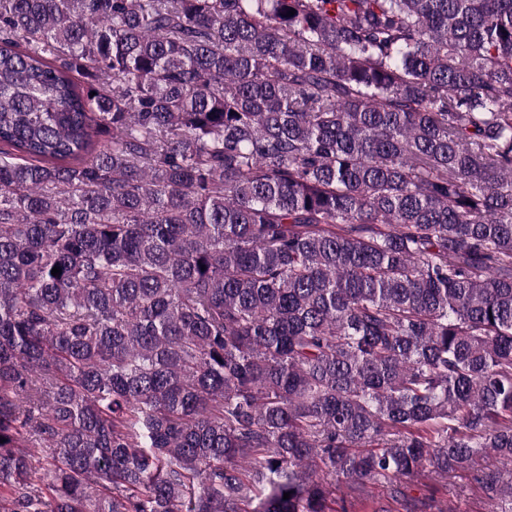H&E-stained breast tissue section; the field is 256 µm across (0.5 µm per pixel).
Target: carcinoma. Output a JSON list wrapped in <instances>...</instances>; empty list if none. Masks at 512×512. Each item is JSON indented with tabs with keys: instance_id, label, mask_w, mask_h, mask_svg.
<instances>
[{
	"instance_id": "obj_1",
	"label": "carcinoma",
	"mask_w": 512,
	"mask_h": 512,
	"mask_svg": "<svg viewBox=\"0 0 512 512\" xmlns=\"http://www.w3.org/2000/svg\"><path fill=\"white\" fill-rule=\"evenodd\" d=\"M493 459L512 0H0V512H337L331 476Z\"/></svg>"
}]
</instances>
